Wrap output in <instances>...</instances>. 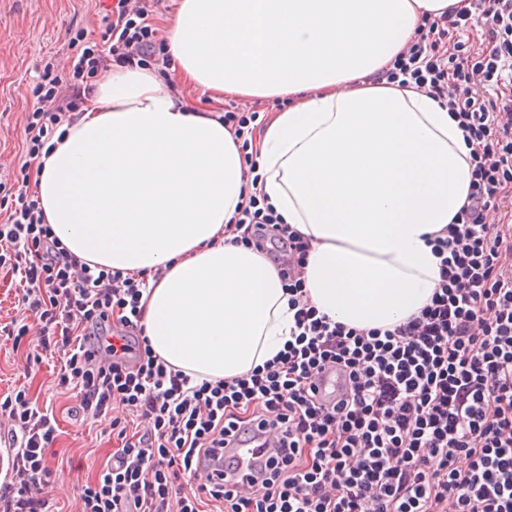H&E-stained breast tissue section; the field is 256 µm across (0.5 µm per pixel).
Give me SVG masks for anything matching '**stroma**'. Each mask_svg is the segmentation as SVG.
Returning a JSON list of instances; mask_svg holds the SVG:
<instances>
[{
  "mask_svg": "<svg viewBox=\"0 0 512 512\" xmlns=\"http://www.w3.org/2000/svg\"><path fill=\"white\" fill-rule=\"evenodd\" d=\"M111 0H0V153L18 161L21 132L27 112L36 100L32 88L39 79L40 60L50 55L58 73L68 72L71 51L68 37L87 31L96 37L95 19L101 18ZM10 345L0 346V394L26 385L32 397L50 398L52 363H43L36 373L24 374ZM61 435L55 447L65 463L55 469L53 504L59 512H72L79 482L94 476L112 451L108 422L86 425L60 417Z\"/></svg>",
  "mask_w": 512,
  "mask_h": 512,
  "instance_id": "35a3bbf8",
  "label": "stroma"
}]
</instances>
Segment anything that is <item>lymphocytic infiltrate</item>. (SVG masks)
Returning a JSON list of instances; mask_svg holds the SVG:
<instances>
[{
  "mask_svg": "<svg viewBox=\"0 0 512 512\" xmlns=\"http://www.w3.org/2000/svg\"><path fill=\"white\" fill-rule=\"evenodd\" d=\"M160 0H115L97 37L69 38L73 65L44 62L12 178L0 181V279L18 311L0 327L27 367L56 362L53 388L75 417H110L115 450L81 486L76 512H512V0H471L418 32L385 72L445 103L470 149L468 204L429 242L440 279L417 314L358 329L320 314L301 271L312 249L260 190L225 229L268 248L293 310L283 351L233 378L197 380L144 333V278L93 266L46 224L30 176L57 129L83 111L112 65L171 60L152 23ZM340 368L336 404L315 379ZM278 448L247 491L199 481L201 461L237 470L225 443L266 425ZM13 459L0 512H51L53 404L13 388L0 399Z\"/></svg>",
  "mask_w": 512,
  "mask_h": 512,
  "instance_id": "1",
  "label": "lymphocytic infiltrate"
}]
</instances>
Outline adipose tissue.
I'll use <instances>...</instances> for the list:
<instances>
[{"label":"adipose tissue","mask_w":512,"mask_h":512,"mask_svg":"<svg viewBox=\"0 0 512 512\" xmlns=\"http://www.w3.org/2000/svg\"><path fill=\"white\" fill-rule=\"evenodd\" d=\"M465 0H180L169 77L113 65L94 108L35 176L45 221L79 258L147 275L145 334L201 379L247 373L288 341L274 265L224 238L243 158L213 110L172 85L287 99L254 144L262 191L310 236V303L360 329L419 312L439 280L426 235L468 199L470 149L447 107L376 80L421 25Z\"/></svg>","instance_id":"ef3b65f1"}]
</instances>
